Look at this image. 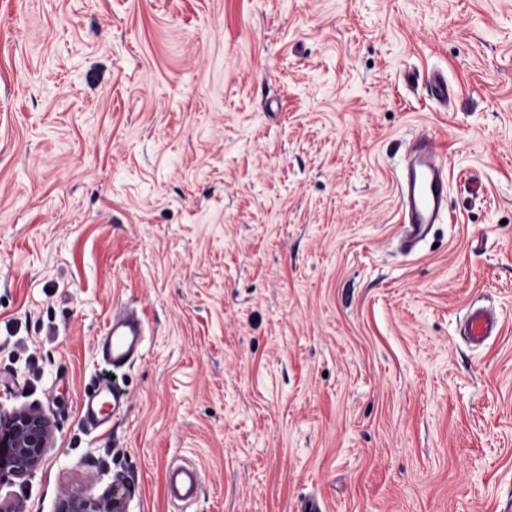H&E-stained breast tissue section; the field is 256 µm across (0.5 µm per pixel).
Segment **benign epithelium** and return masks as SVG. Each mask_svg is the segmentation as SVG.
<instances>
[{"label": "benign epithelium", "mask_w": 512, "mask_h": 512, "mask_svg": "<svg viewBox=\"0 0 512 512\" xmlns=\"http://www.w3.org/2000/svg\"><path fill=\"white\" fill-rule=\"evenodd\" d=\"M53 440V425L41 411H8L0 405V474L16 478L30 474L40 466ZM113 494L112 488L100 496L75 491L60 503L58 512H118Z\"/></svg>", "instance_id": "1"}]
</instances>
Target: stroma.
I'll return each instance as SVG.
<instances>
[{"label":"stroma","mask_w":512,"mask_h":512,"mask_svg":"<svg viewBox=\"0 0 512 512\" xmlns=\"http://www.w3.org/2000/svg\"><path fill=\"white\" fill-rule=\"evenodd\" d=\"M421 130L448 220L400 254ZM473 302L503 323L478 350ZM120 303L145 349L92 429ZM0 404L54 425L0 478L23 512L114 483L126 512H504L512 0H0ZM126 401V394L119 385L102 378L94 391L81 403L82 419L92 428L102 427L110 421L111 417L116 416ZM200 476L190 465H176L165 474V485L171 497L179 502L188 503L197 495Z\"/></svg>","instance_id":"1"}]
</instances>
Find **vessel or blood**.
Here are the masks:
<instances>
[{"instance_id": "b4317fda", "label": "vessel or blood", "mask_w": 512, "mask_h": 512, "mask_svg": "<svg viewBox=\"0 0 512 512\" xmlns=\"http://www.w3.org/2000/svg\"><path fill=\"white\" fill-rule=\"evenodd\" d=\"M400 211V252L415 251L432 236L448 212V162L436 138L428 131L417 132L405 153L402 173L397 180ZM500 319L481 306H471L460 334L471 347L478 348L498 335ZM145 322L138 312L126 310L113 314L96 342V353L106 365L120 369L131 365L143 354ZM127 397L116 383L98 381L94 391L81 403L86 425L99 428L123 408ZM200 476L190 465H176L165 474L171 497L188 503L197 495Z\"/></svg>"}]
</instances>
